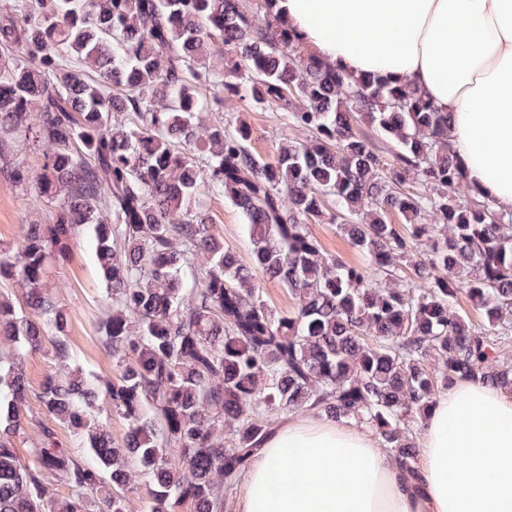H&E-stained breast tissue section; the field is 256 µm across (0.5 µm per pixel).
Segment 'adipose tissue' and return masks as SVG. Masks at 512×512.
I'll return each instance as SVG.
<instances>
[{
  "instance_id": "adipose-tissue-1",
  "label": "adipose tissue",
  "mask_w": 512,
  "mask_h": 512,
  "mask_svg": "<svg viewBox=\"0 0 512 512\" xmlns=\"http://www.w3.org/2000/svg\"><path fill=\"white\" fill-rule=\"evenodd\" d=\"M336 68L419 89L495 210L512 212V0H278ZM416 477L365 430L315 416L279 424L233 512H512V393L458 382L422 421Z\"/></svg>"
}]
</instances>
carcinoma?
Wrapping results in <instances>:
<instances>
[{
    "mask_svg": "<svg viewBox=\"0 0 512 512\" xmlns=\"http://www.w3.org/2000/svg\"><path fill=\"white\" fill-rule=\"evenodd\" d=\"M275 5L0 3V133L41 158L0 172L52 205L0 252V282L18 292H0V512H132L130 462L148 512H224L280 419L305 412L369 428L413 476L419 423L449 385L512 392V212L468 181L447 113L409 84L299 52ZM238 103L307 137L264 158L224 113ZM203 193L241 210L249 262L194 206ZM326 218L362 261L325 250L311 224ZM82 226L107 282L100 331L117 373L102 385L72 367L46 278ZM265 282L292 311L267 304ZM46 342L56 371L24 464V361ZM105 407L128 423L120 443L98 422Z\"/></svg>",
    "mask_w": 512,
    "mask_h": 512,
    "instance_id": "1",
    "label": "carcinoma"
}]
</instances>
